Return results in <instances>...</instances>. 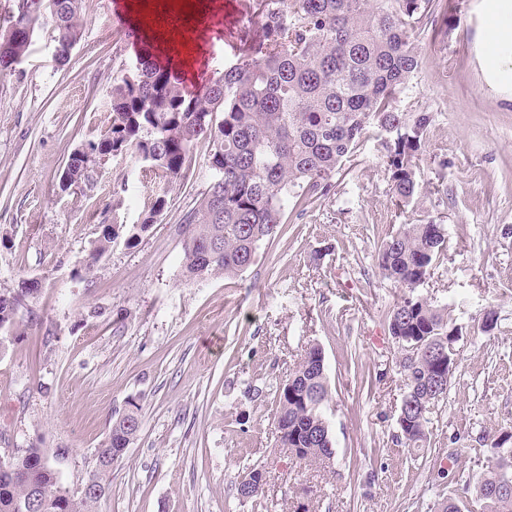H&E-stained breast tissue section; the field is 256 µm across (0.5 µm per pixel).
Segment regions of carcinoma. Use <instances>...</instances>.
I'll list each match as a JSON object with an SVG mask.
<instances>
[{"mask_svg":"<svg viewBox=\"0 0 512 512\" xmlns=\"http://www.w3.org/2000/svg\"><path fill=\"white\" fill-rule=\"evenodd\" d=\"M83 0H19L18 13L30 29L51 23L55 43L79 34ZM442 8L440 0H288L277 10L260 0L264 37L251 51L216 70L201 94L186 93L170 71L143 55L116 77L111 122L101 139L112 151L130 155L143 178L155 186L152 207L140 224H103L89 253L91 268L123 236L133 244L167 205V189L180 179L196 141L211 144L214 177L185 218L183 267L191 279L238 276L254 263L262 243L282 230L288 208L306 210L327 195L331 180L378 130L391 172L393 192L413 200L415 168L432 116L409 115L398 101L420 65L412 37L423 20ZM33 38L18 41L0 31V73L28 52ZM442 224H404L384 237L377 261L382 274L408 289L387 315L388 332L405 345L421 343L403 360L405 392L397 424L404 444L420 449L430 414L448 389L455 366L450 337L457 329L442 310L415 294L431 276L445 248ZM41 283L24 280L0 293V340L18 335V307L36 299ZM278 447L303 463L330 465L335 449L324 409L331 399L320 346L305 350L286 383L273 391ZM141 428L135 403L112 420L82 497L60 483L56 460L45 449L18 448L0 469V512H25L38 496L40 512H95L109 489L112 464ZM512 430L491 441L493 463L479 475L476 496L482 512H512V492L497 490L500 471L512 474Z\"/></svg>","mask_w":512,"mask_h":512,"instance_id":"cac0c4a2","label":"carcinoma"}]
</instances>
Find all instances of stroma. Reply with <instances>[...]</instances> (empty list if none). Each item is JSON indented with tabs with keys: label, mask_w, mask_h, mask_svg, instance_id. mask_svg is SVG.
Wrapping results in <instances>:
<instances>
[{
	"label": "stroma",
	"mask_w": 512,
	"mask_h": 512,
	"mask_svg": "<svg viewBox=\"0 0 512 512\" xmlns=\"http://www.w3.org/2000/svg\"><path fill=\"white\" fill-rule=\"evenodd\" d=\"M146 2L207 19L176 45L199 90L263 37L259 0ZM447 5L415 33L421 64L400 102L433 116L414 200L397 205L385 152L369 139L327 196L288 211L245 274L204 281L183 272L180 229L212 176L205 139L139 241L116 239L87 267L102 225L141 223L152 188L130 157L106 162L76 195L58 194L59 177L107 129L114 78L150 47L132 48L113 27L112 0H83L66 62L50 25L37 29L29 54L0 75V292L41 283L18 309L20 336L0 345V456L48 449L76 491L133 400L142 427L96 512H294L300 501L309 512H435L449 497L476 512L490 442L512 425V41L486 37L512 28V0ZM429 221L445 226L447 248L418 292L458 338L417 452L399 438L404 382L386 321L404 290L382 277L377 251L402 225ZM489 309L498 324L485 333ZM313 344L332 392L329 471L276 447L271 391ZM253 467L266 482L246 499L237 488Z\"/></svg>",
	"instance_id": "1"
}]
</instances>
